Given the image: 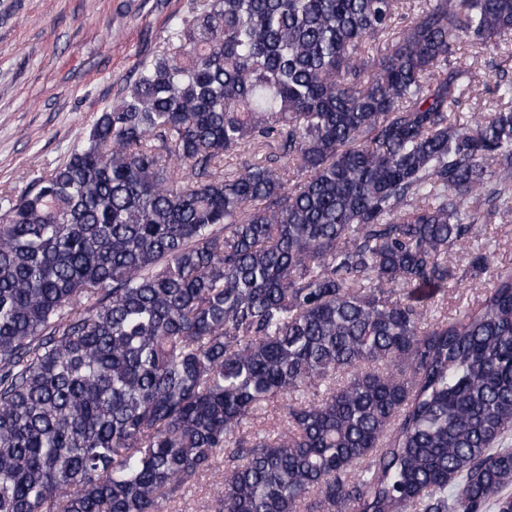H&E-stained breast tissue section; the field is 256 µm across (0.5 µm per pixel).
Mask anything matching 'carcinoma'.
Listing matches in <instances>:
<instances>
[{"label": "carcinoma", "mask_w": 512, "mask_h": 512, "mask_svg": "<svg viewBox=\"0 0 512 512\" xmlns=\"http://www.w3.org/2000/svg\"><path fill=\"white\" fill-rule=\"evenodd\" d=\"M396 3L197 0L0 190V512H162L220 455L214 512H512V269L415 295L512 205V76L461 123L452 65L512 0ZM468 281L471 282V280L468 279L466 282H462V285L451 282L448 284V288L445 289V292L441 291L433 299H424L423 304L425 308H428V311H431L432 315L436 318L439 317V311H441V309H436L435 305L438 304L440 307L442 303V315H444L445 318L453 317L455 312L460 308L465 307L467 304L471 306L476 303V301L481 298L486 288L490 287L492 283L489 274L482 275L481 279L473 284L468 283ZM434 309L435 312H432Z\"/></svg>", "instance_id": "carcinoma-1"}]
</instances>
